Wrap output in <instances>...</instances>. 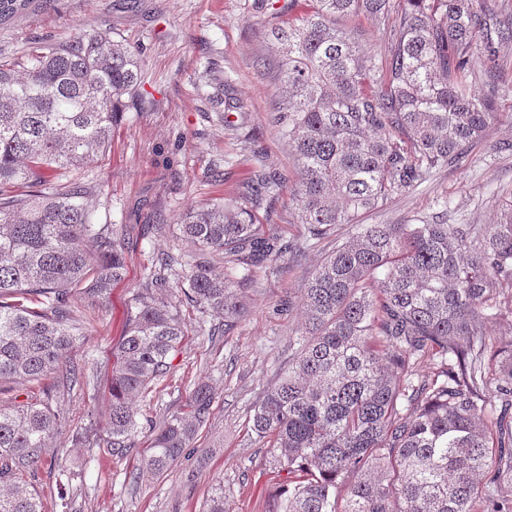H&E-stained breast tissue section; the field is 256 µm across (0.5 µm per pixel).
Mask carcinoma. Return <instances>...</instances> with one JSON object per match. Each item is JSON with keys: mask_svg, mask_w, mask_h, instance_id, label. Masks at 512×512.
<instances>
[{"mask_svg": "<svg viewBox=\"0 0 512 512\" xmlns=\"http://www.w3.org/2000/svg\"><path fill=\"white\" fill-rule=\"evenodd\" d=\"M406 2L308 0L303 15L270 30L283 95L274 123L293 168L259 175L236 204L183 213L178 235L196 255L158 259L112 353L108 453L131 447L134 397L169 374L183 306L222 315L231 335L257 269L346 224L349 237L304 289L288 372L249 417L280 451L271 464L288 488L277 512H512V344L499 347L489 333L512 287V207L482 227L358 223L432 172L462 165L500 120L494 97L472 90L473 45L481 37L491 53L512 41V19L478 13L475 0ZM28 5L0 0V23ZM362 16L391 28L381 77L357 30L340 25ZM140 84L137 57L107 31L0 60V384L40 390L18 402L0 388V512H42L20 476L46 462L66 424L61 396L85 377L69 358L84 335L71 293L101 305L125 275L121 238L95 222L88 202L96 188L62 179L105 156ZM287 186L303 245L265 237L251 220L257 199ZM491 384L496 404L485 400ZM211 400L197 387L190 414L155 430L146 471L160 475L180 459Z\"/></svg>", "mask_w": 512, "mask_h": 512, "instance_id": "obj_1", "label": "carcinoma"}]
</instances>
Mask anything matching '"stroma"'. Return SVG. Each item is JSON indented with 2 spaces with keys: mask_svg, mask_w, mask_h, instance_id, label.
Wrapping results in <instances>:
<instances>
[{
  "mask_svg": "<svg viewBox=\"0 0 512 512\" xmlns=\"http://www.w3.org/2000/svg\"><path fill=\"white\" fill-rule=\"evenodd\" d=\"M304 8L303 0H32L0 24V57L81 29L111 31L140 59L146 100L126 110L103 162L71 174L72 181L96 184L97 219L122 229L129 259L106 304L91 305L79 292L70 298L85 328L70 356L93 376L94 387L66 397L70 422L50 443L54 464L23 478L44 512H205L219 481L224 512H270L278 499L285 476L272 470L274 451L258 441L248 419L287 369L303 323V290L336 239L347 237L345 225L285 268L259 269L233 334L212 335L218 316L183 307L182 346L169 375L134 399L140 428L127 453L89 456L71 434L88 413L105 417L112 351L158 256L195 252L186 241L150 233V225L179 223L193 203L234 199L257 170L291 169L288 141L269 123L277 91L267 34ZM475 55L494 75L501 120L475 142L463 166L433 172L412 192L361 215V223L432 220L444 211L452 224H493L512 202V42L496 44L491 55L476 47ZM253 214L261 234L284 242L306 235L291 190L264 197ZM198 385L213 392L208 424L167 472L143 471L154 428L185 414Z\"/></svg>",
  "mask_w": 512,
  "mask_h": 512,
  "instance_id": "1",
  "label": "stroma"
}]
</instances>
